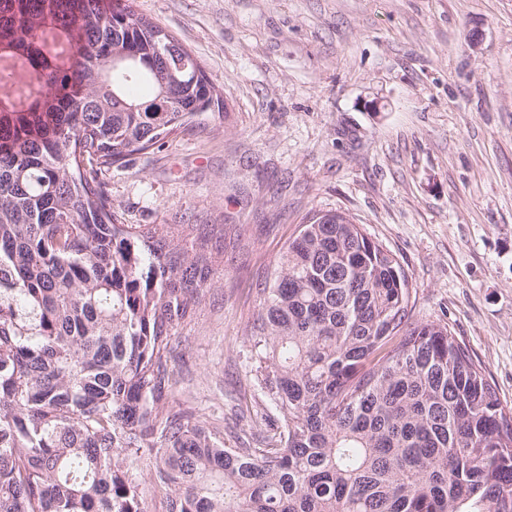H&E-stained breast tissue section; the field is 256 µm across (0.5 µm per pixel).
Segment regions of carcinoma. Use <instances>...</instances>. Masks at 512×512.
<instances>
[{"mask_svg": "<svg viewBox=\"0 0 512 512\" xmlns=\"http://www.w3.org/2000/svg\"><path fill=\"white\" fill-rule=\"evenodd\" d=\"M0 62V512H147L145 467L165 512H512V408L350 217L312 215L261 289L279 416L228 448L169 410L224 225L126 224L103 176L218 95L131 0H0Z\"/></svg>", "mask_w": 512, "mask_h": 512, "instance_id": "1", "label": "carcinoma"}]
</instances>
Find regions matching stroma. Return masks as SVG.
Segmentation results:
<instances>
[{"mask_svg": "<svg viewBox=\"0 0 512 512\" xmlns=\"http://www.w3.org/2000/svg\"><path fill=\"white\" fill-rule=\"evenodd\" d=\"M223 111L107 173L129 224L240 232L173 339V407L275 415L246 356L259 291L304 218L340 210L398 258L512 407V0H134Z\"/></svg>", "mask_w": 512, "mask_h": 512, "instance_id": "stroma-1", "label": "stroma"}]
</instances>
